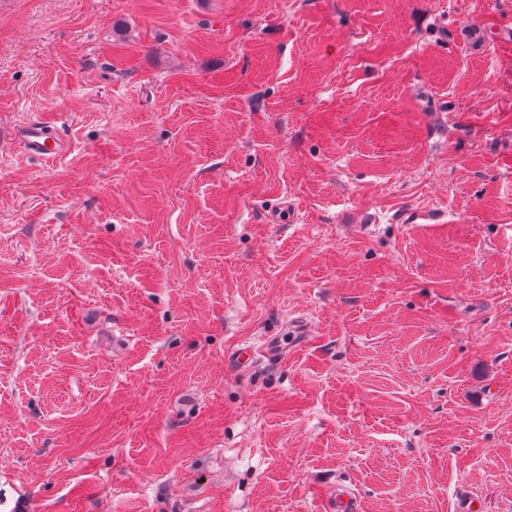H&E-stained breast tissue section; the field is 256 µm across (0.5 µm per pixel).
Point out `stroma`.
I'll return each instance as SVG.
<instances>
[{
  "label": "stroma",
  "mask_w": 512,
  "mask_h": 512,
  "mask_svg": "<svg viewBox=\"0 0 512 512\" xmlns=\"http://www.w3.org/2000/svg\"><path fill=\"white\" fill-rule=\"evenodd\" d=\"M0 456V512H512V0H0ZM15 137L29 153L43 160H54L65 150V144L55 130L43 122L21 126L15 132Z\"/></svg>",
  "instance_id": "stroma-1"
}]
</instances>
